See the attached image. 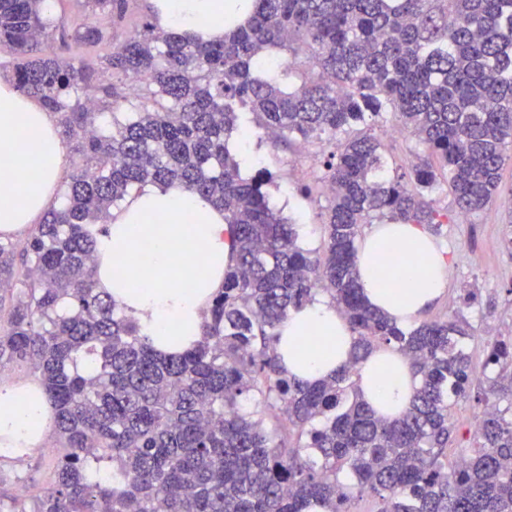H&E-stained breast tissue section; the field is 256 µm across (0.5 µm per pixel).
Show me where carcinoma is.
<instances>
[{"label":"carcinoma","mask_w":512,"mask_h":512,"mask_svg":"<svg viewBox=\"0 0 512 512\" xmlns=\"http://www.w3.org/2000/svg\"><path fill=\"white\" fill-rule=\"evenodd\" d=\"M137 0H80L103 22L61 39L105 43L97 68L50 51L49 0H0V50L22 59L15 89L58 115L82 166L23 244L0 239V371L32 374L54 409L50 478L32 495L0 479V512H512V405L486 409L471 454L448 463L450 404L474 369L465 316L402 328L359 282L360 227L422 224L439 233L445 181L459 213L484 210L512 158V0H253L224 38L129 27ZM146 84L167 103L128 108ZM255 115L276 145L336 144L324 235L299 244L270 205L272 176L242 173L230 143ZM390 112L420 146L390 172L387 146L360 124ZM196 194L224 211L235 263L224 269L202 339L162 355L96 288L100 225L135 186ZM324 294L346 318V367L315 384L288 377L277 328ZM392 346L418 379L398 419L357 379ZM485 367L494 391L512 342Z\"/></svg>","instance_id":"cac0c4a2"}]
</instances>
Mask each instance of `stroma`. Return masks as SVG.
Masks as SVG:
<instances>
[{
  "label": "stroma",
  "instance_id": "obj_1",
  "mask_svg": "<svg viewBox=\"0 0 512 512\" xmlns=\"http://www.w3.org/2000/svg\"><path fill=\"white\" fill-rule=\"evenodd\" d=\"M244 119L249 133L236 144L237 152L249 158L244 174L260 168L271 172L268 191L272 201L293 217L304 247H318L326 196L316 177L330 145L317 140L305 153L296 146H275L261 134L254 115L245 114ZM433 198L437 209L448 215L436 240L449 251L452 261L448 287L425 317L430 320L459 309L473 333L465 342L475 368L469 395L455 401L450 412L448 458L453 461L474 445V429L484 408L487 354L495 343L512 340V162L503 166L499 194L485 210L466 220H459L447 185H440Z\"/></svg>",
  "mask_w": 512,
  "mask_h": 512
}]
</instances>
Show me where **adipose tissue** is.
I'll return each instance as SVG.
<instances>
[{
	"label": "adipose tissue",
	"instance_id": "obj_1",
	"mask_svg": "<svg viewBox=\"0 0 512 512\" xmlns=\"http://www.w3.org/2000/svg\"><path fill=\"white\" fill-rule=\"evenodd\" d=\"M153 7L163 28L215 40L224 35L225 15L250 11L252 0H153ZM64 153L50 112L0 81L1 235H19L49 207ZM142 241L152 247L144 273L126 262ZM186 245L198 249L201 266L172 268L173 251ZM96 251L99 288L166 354L199 340L208 302L234 261L223 211L154 184L113 210ZM357 264L368 303L401 326L414 324L448 286L450 256L420 224L374 225L359 243ZM279 333L281 364L304 383L333 376L353 348L347 321L325 298L291 311ZM412 388L396 349H376L361 366L359 389L384 416L399 417ZM49 425L50 404L38 385L0 384V455L43 446Z\"/></svg>",
	"mask_w": 512,
	"mask_h": 512
}]
</instances>
